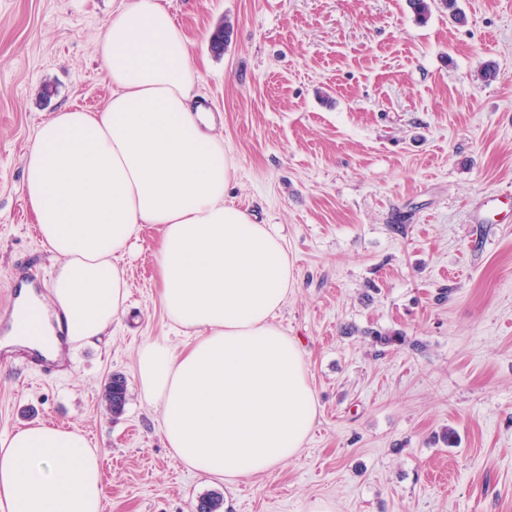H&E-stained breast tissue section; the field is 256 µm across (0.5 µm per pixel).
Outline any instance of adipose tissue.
<instances>
[{
	"instance_id": "1",
	"label": "adipose tissue",
	"mask_w": 512,
	"mask_h": 512,
	"mask_svg": "<svg viewBox=\"0 0 512 512\" xmlns=\"http://www.w3.org/2000/svg\"><path fill=\"white\" fill-rule=\"evenodd\" d=\"M97 54L107 104L55 112L24 155L23 192L59 262L49 303L73 344L110 334L128 298L121 261L160 225V299L188 340L146 341L138 384L188 468L229 484L271 472L317 419L301 349L276 323L295 285L286 240L225 204L233 159L195 104L201 74L166 0H121ZM104 497L82 432L0 436V512H102Z\"/></svg>"
}]
</instances>
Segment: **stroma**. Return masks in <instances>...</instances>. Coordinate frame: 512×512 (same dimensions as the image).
I'll return each mask as SVG.
<instances>
[{
    "instance_id": "stroma-1",
    "label": "stroma",
    "mask_w": 512,
    "mask_h": 512,
    "mask_svg": "<svg viewBox=\"0 0 512 512\" xmlns=\"http://www.w3.org/2000/svg\"><path fill=\"white\" fill-rule=\"evenodd\" d=\"M119 4L0 0V303L20 285L48 291L57 261L23 159L53 112L110 98L96 43ZM168 4L202 75L197 103L235 160L226 203L288 242L296 284L277 323L306 361L315 425L293 458L230 486L173 456L135 378L145 341H184L148 224L111 335L67 347L55 375L0 364V435L81 430L101 459L103 512H196L207 495L220 512H512V205L472 220L512 190V0H457L461 23L440 6L419 22L407 0ZM375 331L406 341L382 348ZM115 374L119 415L101 399Z\"/></svg>"
}]
</instances>
